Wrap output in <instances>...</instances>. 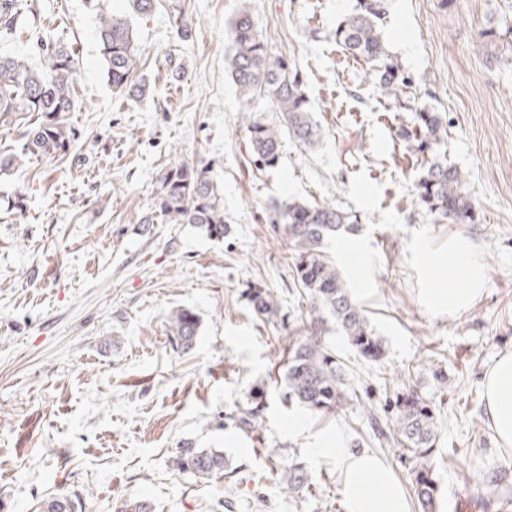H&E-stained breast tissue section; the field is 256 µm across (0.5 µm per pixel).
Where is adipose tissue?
Here are the masks:
<instances>
[{
	"instance_id": "obj_1",
	"label": "adipose tissue",
	"mask_w": 512,
	"mask_h": 512,
	"mask_svg": "<svg viewBox=\"0 0 512 512\" xmlns=\"http://www.w3.org/2000/svg\"><path fill=\"white\" fill-rule=\"evenodd\" d=\"M486 414L504 448L512 447V351L500 356L486 381ZM315 456L336 459L347 512H410L409 501L386 463L368 451L354 452L343 432L322 439Z\"/></svg>"
}]
</instances>
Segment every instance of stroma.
<instances>
[{"mask_svg":"<svg viewBox=\"0 0 512 512\" xmlns=\"http://www.w3.org/2000/svg\"><path fill=\"white\" fill-rule=\"evenodd\" d=\"M249 3L274 54L304 80L321 130L312 149L284 140L277 167L260 165L248 145L249 110L225 67L229 28ZM38 36L72 45L79 90L66 122L76 132L64 160L34 159L0 179V512H39L50 495L78 494L86 512H117L147 498L154 512H344L331 457L312 448L342 430L349 447L384 459L403 487L408 468L375 436L357 403L384 405L410 385L433 395L441 428L436 477L446 512H512V492L493 490L492 473L512 476V447H500L486 415L483 377L512 351V271L487 255L489 287L456 317L430 318L406 264L411 230L454 235L512 251V60L487 59L476 45L489 20L512 25V0H384L386 48L410 77L419 102L439 112L441 149L462 171L481 216L477 224L427 220L414 204L419 173L402 137L413 114L381 97L365 61L332 32L359 0H158L150 18L132 16L147 95H115L84 0H24ZM184 17L190 32L179 37ZM185 76L170 81L168 51ZM178 162L211 165L231 231L213 240L190 224H148L159 178ZM381 185L378 213L397 212L404 230L371 235L381 262L377 298L365 305L386 355L363 362L334 326L325 342L348 369L357 395L320 417L280 397L288 338L307 335L308 302L291 279L290 245L269 216L296 197L355 204L356 173ZM25 197L24 210L7 199ZM268 288L279 316L257 318L248 289ZM201 318L192 349L169 339L172 311ZM450 388L435 391L430 367ZM263 388L254 427L240 417ZM220 448L235 474L201 480L171 467L185 443ZM276 449L269 457L268 449ZM298 461L308 486L283 489L280 468Z\"/></svg>","mask_w":512,"mask_h":512,"instance_id":"obj_1","label":"stroma"}]
</instances>
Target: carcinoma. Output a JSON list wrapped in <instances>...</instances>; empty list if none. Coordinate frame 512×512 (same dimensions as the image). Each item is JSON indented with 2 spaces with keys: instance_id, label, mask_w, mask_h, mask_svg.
I'll return each instance as SVG.
<instances>
[{
  "instance_id": "cac0c4a2",
  "label": "carcinoma",
  "mask_w": 512,
  "mask_h": 512,
  "mask_svg": "<svg viewBox=\"0 0 512 512\" xmlns=\"http://www.w3.org/2000/svg\"><path fill=\"white\" fill-rule=\"evenodd\" d=\"M109 0H85L96 17V39L107 81L114 91L129 101L143 97L148 85L138 75V46L133 25L127 16L108 7ZM22 3L0 0V36L13 38L23 32L19 24ZM384 13L380 0H360L359 8L339 22L333 32L336 44L348 55L370 64L381 96L392 105L413 112V130L407 137L413 152L424 159V166L413 182V197L422 211L450 224H476L479 215L472 203L464 173L448 165L445 154L435 151L443 128L438 113L421 106L412 96V82L387 51L378 21ZM512 28L490 25L481 30V46L500 49L503 33ZM231 54L227 69L241 97L250 104L265 98L280 114L275 125L262 114L250 112L247 134L250 148L267 167L280 160L283 135L299 146L313 148L320 129L310 114L303 80L297 68L283 56H276L256 30L250 8L242 7L230 26ZM46 64L31 66L19 56L0 54V125L21 113L30 118L18 146L0 151V176L11 175L32 158H59L67 154L75 134L64 121L74 111L79 68L72 47L61 41L45 49ZM168 224H192L205 236L224 239L229 227L224 223V202L212 169L206 164L172 165L160 178L154 219ZM275 230L285 235L291 246L292 280L306 295L311 317V334L291 338L286 367L281 377L284 402L298 405L315 415H333L351 400L347 373L336 353L320 333L329 324L336 326L348 343L367 361L377 363L385 354V344L373 329L361 305L349 294L345 280L326 255L329 234L358 230L357 215L334 202H307L287 199L277 205ZM253 312L269 319L279 313L274 294L259 288L250 291ZM199 317L188 309H179L170 317V339L190 349L199 335ZM394 425L382 433L398 457L409 463L413 507L418 512H438L440 487L435 477L433 456L440 432L436 406L432 399L411 385L396 394ZM180 473L201 480L227 470L224 452L216 448L186 445L171 459ZM284 488L298 490L309 482L305 466L288 465L281 474ZM79 495L45 499L40 512H82Z\"/></svg>"
}]
</instances>
